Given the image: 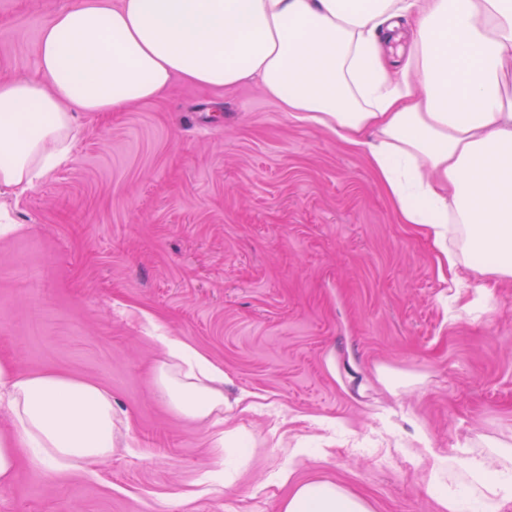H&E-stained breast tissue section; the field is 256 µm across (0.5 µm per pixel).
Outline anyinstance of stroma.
Segmentation results:
<instances>
[{
  "label": "stroma",
  "mask_w": 512,
  "mask_h": 512,
  "mask_svg": "<svg viewBox=\"0 0 512 512\" xmlns=\"http://www.w3.org/2000/svg\"><path fill=\"white\" fill-rule=\"evenodd\" d=\"M71 3L0 0V80L34 74ZM77 125L70 161L5 200L25 230L0 238V358L110 390L130 430L67 476L20 454L0 512H280L289 467L373 512H437L416 428L441 455L512 442V281L449 319L364 153L254 83L177 82ZM155 329L223 369L226 425L255 441L232 482L211 427L157 392ZM380 366L419 382L391 395Z\"/></svg>",
  "instance_id": "35a3bbf8"
}]
</instances>
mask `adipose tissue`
<instances>
[{"mask_svg":"<svg viewBox=\"0 0 512 512\" xmlns=\"http://www.w3.org/2000/svg\"><path fill=\"white\" fill-rule=\"evenodd\" d=\"M37 73L0 83V194L70 158L76 116L120 112L175 81H259L293 119L365 153L402 223L428 239L455 295L512 280V0H73L46 16ZM159 394L214 426L225 476L251 440L224 428V372L159 336ZM0 488L19 452L66 475L108 459L128 422L110 390L0 360ZM438 512L512 504V444L469 451L463 477L418 437ZM280 512H372L332 481H292Z\"/></svg>","mask_w":512,"mask_h":512,"instance_id":"ef3b65f1","label":"adipose tissue"}]
</instances>
